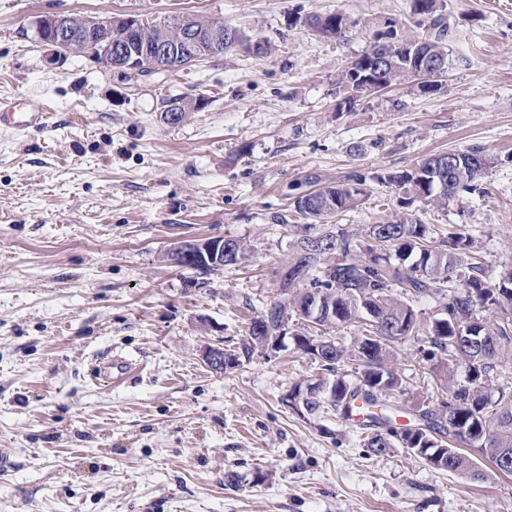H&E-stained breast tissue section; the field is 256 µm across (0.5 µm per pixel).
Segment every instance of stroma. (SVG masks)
<instances>
[{"mask_svg":"<svg viewBox=\"0 0 512 512\" xmlns=\"http://www.w3.org/2000/svg\"><path fill=\"white\" fill-rule=\"evenodd\" d=\"M445 3L443 89L394 86L346 106V68L374 23L413 30L410 0H0V99L47 114L0 127V512H512V474L487 457L479 481L401 447L375 457L356 426L285 407L294 384L322 376L292 341L223 374L200 359L281 299L276 271L301 233L291 199L311 175L325 186L480 150L482 193L417 216L472 229L490 281L512 269V0ZM131 10L219 20L271 51L138 80L78 54L46 65L37 18ZM329 12L352 22L342 40L301 22ZM175 95L205 106L167 124ZM396 199L368 182L336 221L392 218ZM217 236L244 241L248 259L190 287L194 271L165 252ZM420 346H400L398 404L438 392ZM112 356L138 371L92 383L93 360Z\"/></svg>","mask_w":512,"mask_h":512,"instance_id":"obj_1","label":"stroma"}]
</instances>
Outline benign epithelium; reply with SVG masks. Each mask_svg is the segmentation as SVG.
I'll return each mask as SVG.
<instances>
[{
  "label": "benign epithelium",
  "mask_w": 512,
  "mask_h": 512,
  "mask_svg": "<svg viewBox=\"0 0 512 512\" xmlns=\"http://www.w3.org/2000/svg\"><path fill=\"white\" fill-rule=\"evenodd\" d=\"M136 13L117 16L89 15L80 19L71 16L48 14L35 24L38 42L46 50L45 61L50 65L60 63L71 51L93 62L115 66L132 79L154 73L167 72L200 60L220 56L224 53V35L219 25L210 21L197 25L195 17L183 15L168 20L170 38L154 44L135 45L130 41L107 45L98 37L101 30L132 25ZM239 242L230 238L211 237L184 242L167 253V259L179 265L190 263L201 279L191 282L193 288L206 286L208 275L224 268V258L232 256ZM201 360L210 370L224 373L236 367V362L224 355V348L209 345L201 351Z\"/></svg>",
  "instance_id": "7a95c632"
}]
</instances>
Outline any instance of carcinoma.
<instances>
[{"mask_svg": "<svg viewBox=\"0 0 512 512\" xmlns=\"http://www.w3.org/2000/svg\"><path fill=\"white\" fill-rule=\"evenodd\" d=\"M411 12L421 32L397 36L389 22L385 29H377L369 46L350 65L354 79L343 86L345 103L375 94L374 84L385 88L416 81L409 60L412 52L449 64L451 25L445 4L411 0ZM305 21L308 29L328 39L344 37L350 26L340 12L312 14ZM224 29L236 33L234 40L224 42V51L254 54V39L236 27ZM136 36L148 43L164 38L166 25L142 21ZM389 46L397 50L398 58L380 73L375 58ZM162 108L174 109L184 118L200 110L197 103L181 97L163 101ZM450 157L456 160L459 174L448 184L447 193L440 195L433 165ZM490 164L478 150L448 151L410 169L370 175L355 170L339 183L294 196V211L305 221L303 234L286 264L276 271L279 276L291 275L280 279L281 285L288 286V297L260 313L273 334L288 322L300 351L313 337L329 342L311 360L328 372L325 381L330 394L306 396L307 414L331 413L344 420L359 400L366 413L360 425L368 430L362 445L369 454L385 456L399 444L416 449L414 455L436 470L473 480L485 477L473 458L488 455L486 449L503 448L512 456V386L491 387L494 376L505 370L512 373V317L503 316L512 309V272L489 283L472 231L450 224L440 234L416 218L412 208L417 202L446 206L454 196L475 193ZM369 180L395 188L403 215L386 224H369L360 232L333 223V218L362 203ZM317 236L335 238V253L310 252L308 243ZM311 292L333 310V317L313 326L292 321L291 300ZM426 297L444 300L446 313L429 320L422 317L414 302ZM392 320L407 321L404 336L387 343L377 340ZM348 326L358 328L352 349L327 335L329 329ZM411 337L422 342L420 352L433 362L440 391L436 398L414 405L410 424L398 430L395 408L386 398L405 391L396 368V348ZM259 350L257 337L248 331L225 353L242 364ZM349 364L350 371L346 370ZM460 368L465 372L461 380L457 379Z\"/></svg>", "mask_w": 512, "mask_h": 512, "instance_id": "carcinoma-1", "label": "carcinoma"}]
</instances>
